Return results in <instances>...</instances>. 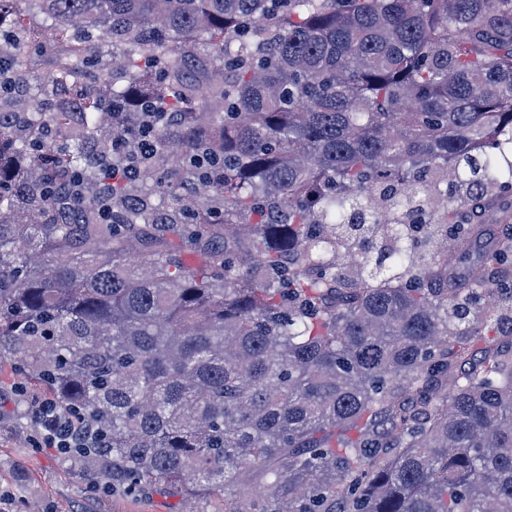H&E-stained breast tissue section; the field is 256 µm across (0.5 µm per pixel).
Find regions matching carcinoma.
<instances>
[{
  "label": "carcinoma",
  "instance_id": "cac0c4a2",
  "mask_svg": "<svg viewBox=\"0 0 512 512\" xmlns=\"http://www.w3.org/2000/svg\"><path fill=\"white\" fill-rule=\"evenodd\" d=\"M4 17L0 360L81 421L63 459L227 512H512V0Z\"/></svg>",
  "mask_w": 512,
  "mask_h": 512
}]
</instances>
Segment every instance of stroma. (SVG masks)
<instances>
[{
  "mask_svg": "<svg viewBox=\"0 0 512 512\" xmlns=\"http://www.w3.org/2000/svg\"><path fill=\"white\" fill-rule=\"evenodd\" d=\"M31 394L10 361L0 362V512H224L223 498L189 501L173 485L134 496L93 489L54 449L37 447Z\"/></svg>",
  "mask_w": 512,
  "mask_h": 512,
  "instance_id": "obj_1",
  "label": "stroma"
}]
</instances>
